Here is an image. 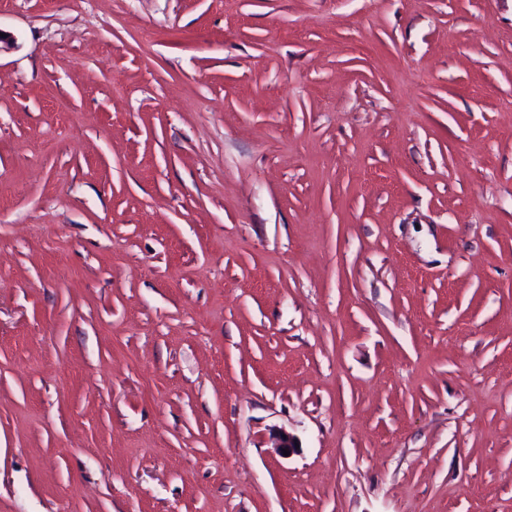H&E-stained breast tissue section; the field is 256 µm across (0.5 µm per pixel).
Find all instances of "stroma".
<instances>
[{
  "label": "stroma",
  "instance_id": "35a3bbf8",
  "mask_svg": "<svg viewBox=\"0 0 512 512\" xmlns=\"http://www.w3.org/2000/svg\"><path fill=\"white\" fill-rule=\"evenodd\" d=\"M0 30V512H512V0Z\"/></svg>",
  "mask_w": 512,
  "mask_h": 512
}]
</instances>
